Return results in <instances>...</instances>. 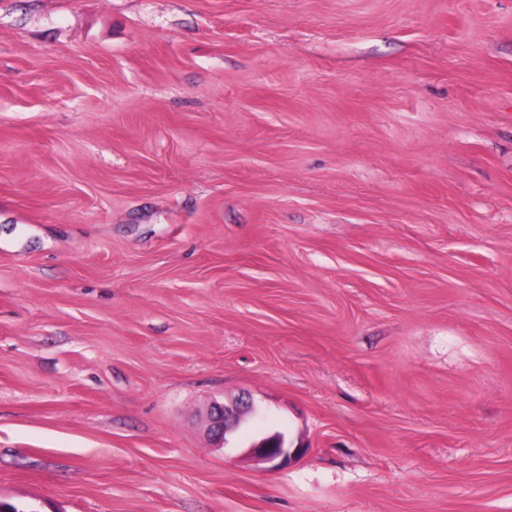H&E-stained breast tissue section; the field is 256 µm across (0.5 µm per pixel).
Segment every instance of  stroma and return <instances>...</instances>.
Returning a JSON list of instances; mask_svg holds the SVG:
<instances>
[{"label":"stroma","mask_w":512,"mask_h":512,"mask_svg":"<svg viewBox=\"0 0 512 512\" xmlns=\"http://www.w3.org/2000/svg\"><path fill=\"white\" fill-rule=\"evenodd\" d=\"M0 500L512 512V0H0ZM254 410L250 399L238 398L231 405L214 402L208 406L204 415L206 430L212 441L227 443V435L238 427L241 418ZM249 448V455L261 463L269 464L271 469L287 466L303 451V448L290 447L284 434H273Z\"/></svg>","instance_id":"1"}]
</instances>
